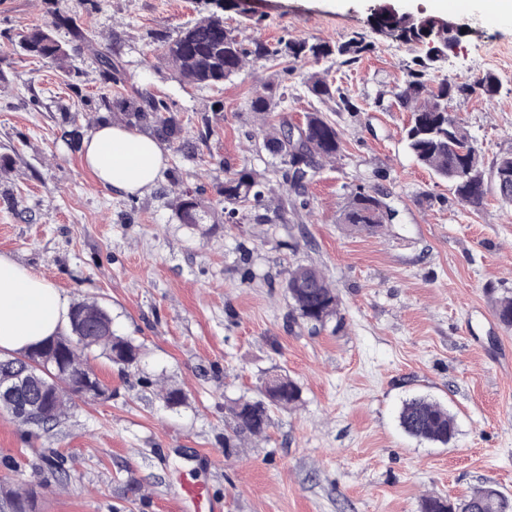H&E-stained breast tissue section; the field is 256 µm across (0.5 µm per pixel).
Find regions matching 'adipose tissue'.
<instances>
[{
	"mask_svg": "<svg viewBox=\"0 0 512 512\" xmlns=\"http://www.w3.org/2000/svg\"><path fill=\"white\" fill-rule=\"evenodd\" d=\"M79 154L97 182L120 197L151 192L167 163L155 135L109 120L82 138ZM69 311L67 299L45 278L0 254V350L18 352L62 334Z\"/></svg>",
	"mask_w": 512,
	"mask_h": 512,
	"instance_id": "adipose-tissue-1",
	"label": "adipose tissue"
}]
</instances>
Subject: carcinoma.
<instances>
[{
  "instance_id": "1",
  "label": "carcinoma",
  "mask_w": 512,
  "mask_h": 512,
  "mask_svg": "<svg viewBox=\"0 0 512 512\" xmlns=\"http://www.w3.org/2000/svg\"><path fill=\"white\" fill-rule=\"evenodd\" d=\"M372 29L405 45L416 46L420 33L412 22L403 17L385 13L371 17ZM165 54L176 67L181 80L194 85L216 86L236 74L251 58L255 61H275L279 58L294 59L308 55L318 58L334 56L340 67L350 66L360 59L372 44L361 33L331 47L327 44L298 40H278L270 46L254 42L247 48L243 42L224 27V19L212 14L188 24L180 34L164 41ZM23 50L46 61H57L66 56V49L52 32L40 28L27 32L22 39ZM436 60L425 54L414 60L407 69L402 85L395 92L396 102L410 112L405 128L404 141L407 151L421 165L429 168L441 180L448 182L450 190L464 205L479 209L487 194L484 163L474 149L466 148L472 135L464 123L452 114V103L474 94L493 98L499 93L500 83L492 73L478 75L464 81L441 79L436 75ZM98 67L104 79L118 84L122 82L123 69L118 54H102ZM308 92L319 100H339L345 108L351 102L342 88L325 77L311 76L305 82ZM284 97L287 87L265 88L250 101L254 112H268L269 97ZM113 106L128 113L138 124L150 126L164 141L181 142V128L172 109L160 96L147 95L139 98H122ZM308 130L305 155L313 163L321 159H333L343 150V141L336 125L319 113L305 116ZM264 149L288 164V147L278 136H266ZM492 175L500 199L512 203V153L496 159ZM265 183L250 169L244 167L224 181V213L233 217L239 208L247 205L262 206ZM199 203L193 196H185L177 204L178 217L184 224L195 223ZM342 222L358 232L375 233L390 223L388 214L378 210L373 196L358 191L352 196ZM288 297L292 301L293 319H300L314 326L323 325L339 314V300L335 289L316 268L298 265L288 272ZM71 330L83 336L72 343L70 336L56 337L54 349H62L71 358L88 362V351L100 348L113 363L123 361L129 368L137 362L138 348L130 341L112 332V319L105 310L94 305L78 303L71 307ZM496 316L505 327H512V297L502 298L496 308ZM277 385L263 387V398L239 400L228 409L229 432L224 434V454L230 456L238 447V441L266 434L271 427V409L288 407L300 398L297 383L286 375L276 376ZM400 427L409 436L450 443L456 436L455 418L447 408L427 397H414L405 401L399 412ZM421 512H512V504L501 501L494 487H483L464 498L451 500L442 496H429L421 503Z\"/></svg>"
}]
</instances>
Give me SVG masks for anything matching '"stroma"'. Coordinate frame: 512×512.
<instances>
[{
    "label": "stroma",
    "mask_w": 512,
    "mask_h": 512,
    "mask_svg": "<svg viewBox=\"0 0 512 512\" xmlns=\"http://www.w3.org/2000/svg\"><path fill=\"white\" fill-rule=\"evenodd\" d=\"M372 0H246L221 11L249 44L281 39L336 45L367 33L370 52L350 67L334 58L284 66L249 62L223 85L181 81L164 41L217 9L209 0H0V254L40 273L69 303L95 302L116 335L139 350L126 370L101 352L90 362L102 399L73 398L57 424L30 432L0 410V483L34 490L36 512H185L180 484L205 482L224 512H420L427 496L460 498L491 485L512 495V328L495 309L512 296V204L489 188L485 204L460 203L448 184L407 152L410 114L394 98L416 53L373 33ZM467 0L453 15L467 26L441 76L493 73L494 100L453 109L485 164L512 153V15ZM76 14L86 33L57 27ZM51 30L66 50L51 63L19 37ZM118 52L121 84L105 81L100 54ZM340 85L353 104L312 97L303 78ZM288 99L254 112L264 87ZM160 95L190 147L167 145L151 193L117 197L83 167L77 144L118 96ZM320 112L343 141L323 163L306 203L274 212L292 191L262 139L281 121ZM249 168L268 193L261 210L224 217V180ZM386 194L398 215L375 234L342 215L359 189ZM196 196L203 220L178 218ZM318 268L339 297L340 322L293 320L289 269ZM288 375L301 396L272 410L267 437L224 454L228 406L259 399L266 377ZM185 396L169 405L162 389ZM424 395L456 417L442 446L407 436L404 400ZM213 462L202 467L200 454ZM54 456L58 467L43 465Z\"/></svg>",
    "instance_id": "obj_1"
}]
</instances>
